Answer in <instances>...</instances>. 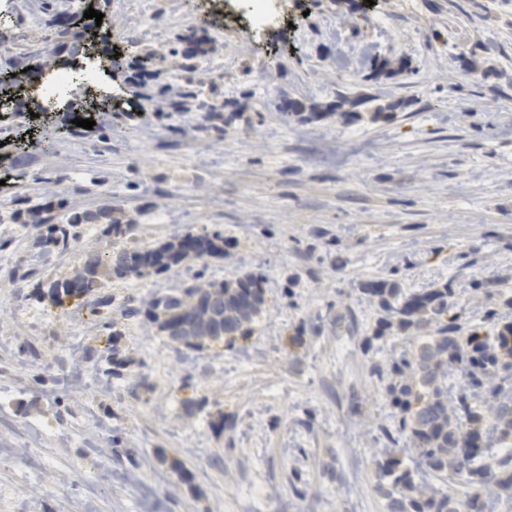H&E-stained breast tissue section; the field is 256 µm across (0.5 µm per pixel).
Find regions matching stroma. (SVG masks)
I'll list each match as a JSON object with an SVG mask.
<instances>
[{"mask_svg":"<svg viewBox=\"0 0 512 512\" xmlns=\"http://www.w3.org/2000/svg\"><path fill=\"white\" fill-rule=\"evenodd\" d=\"M42 2L64 33L27 29L24 0H0V84L47 39V70L88 58L102 86L72 85L68 106L35 118L0 112V201L111 210L132 250L218 232L224 255L103 274L112 304L97 311L46 291L111 251L103 225L58 252L0 221V512H389L376 459L395 416L376 369L415 339L376 335L362 285H451L467 324L498 303L475 283L496 275L512 294V0H278L264 29L215 0H152L147 23L135 0H84L99 22ZM200 21L225 67L224 121L208 134L199 113L146 101L140 69L102 66L138 53L174 83L169 48ZM375 57L408 69L372 76ZM105 94V120L76 126ZM282 98L313 120H286ZM165 206L180 223H163ZM200 269L265 277L248 339L180 349L143 316V300Z\"/></svg>","mask_w":512,"mask_h":512,"instance_id":"1","label":"stroma"}]
</instances>
